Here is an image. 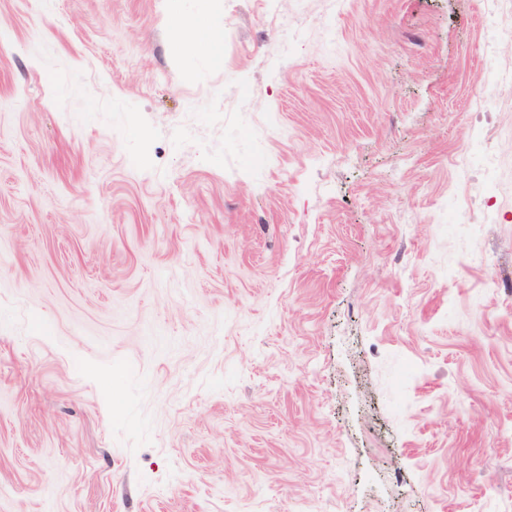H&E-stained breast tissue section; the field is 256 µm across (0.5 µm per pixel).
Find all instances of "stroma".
I'll use <instances>...</instances> for the list:
<instances>
[{"label":"stroma","mask_w":512,"mask_h":512,"mask_svg":"<svg viewBox=\"0 0 512 512\" xmlns=\"http://www.w3.org/2000/svg\"><path fill=\"white\" fill-rule=\"evenodd\" d=\"M493 278L512 0H0V512H512ZM174 26L178 29L187 27L191 34L189 40L184 39L177 44L178 53L184 56L193 55L204 50H213L224 39V32L209 15L185 18L179 14L173 15Z\"/></svg>","instance_id":"obj_1"}]
</instances>
